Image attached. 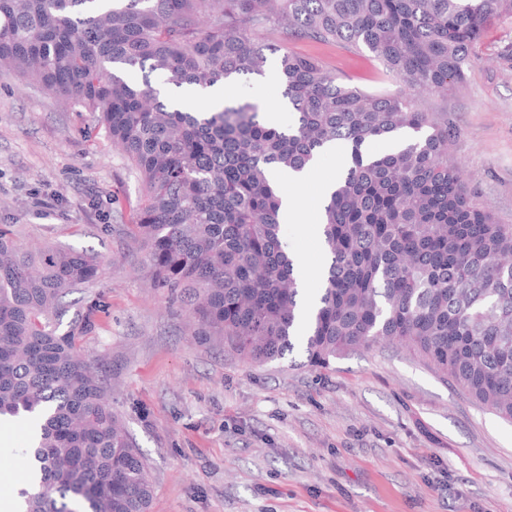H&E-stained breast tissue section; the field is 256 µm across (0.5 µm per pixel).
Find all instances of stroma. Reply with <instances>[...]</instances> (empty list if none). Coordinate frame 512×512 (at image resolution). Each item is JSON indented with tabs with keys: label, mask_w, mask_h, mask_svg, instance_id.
<instances>
[{
	"label": "stroma",
	"mask_w": 512,
	"mask_h": 512,
	"mask_svg": "<svg viewBox=\"0 0 512 512\" xmlns=\"http://www.w3.org/2000/svg\"><path fill=\"white\" fill-rule=\"evenodd\" d=\"M341 79L400 93L366 51L309 41ZM463 84L419 97L458 133L451 151L476 203L512 224V15L476 45ZM225 85L229 99L294 117L275 80ZM130 162L92 113L0 72V225L22 248L94 253L108 275L68 298V330L87 298L108 312L79 343L101 363L112 407L148 466L150 512H512V424L400 345L347 353L309 367L304 349L250 363L218 337L192 336L181 302L152 287V269L128 227L141 203ZM312 211L286 224L308 296L327 263Z\"/></svg>",
	"instance_id": "1"
}]
</instances>
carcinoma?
I'll return each mask as SVG.
<instances>
[{
    "instance_id": "cac0c4a2",
    "label": "carcinoma",
    "mask_w": 512,
    "mask_h": 512,
    "mask_svg": "<svg viewBox=\"0 0 512 512\" xmlns=\"http://www.w3.org/2000/svg\"><path fill=\"white\" fill-rule=\"evenodd\" d=\"M96 2L0 0V71L94 114L122 150L143 184L130 232L198 333L255 362L299 343L314 369L397 342L512 422V225L473 203L448 154V113L417 104L464 82L512 0ZM291 39L365 48L403 90L343 83ZM277 52L295 115L286 129L251 102L183 111L150 79L207 88L262 77ZM392 139L403 140L393 153L365 150ZM330 142L350 163L323 205L330 264L304 322L272 169L300 171ZM103 274L88 253L29 251L0 231V417L32 423L23 512H149L146 463L77 351L101 298L58 333L66 297Z\"/></svg>"
}]
</instances>
